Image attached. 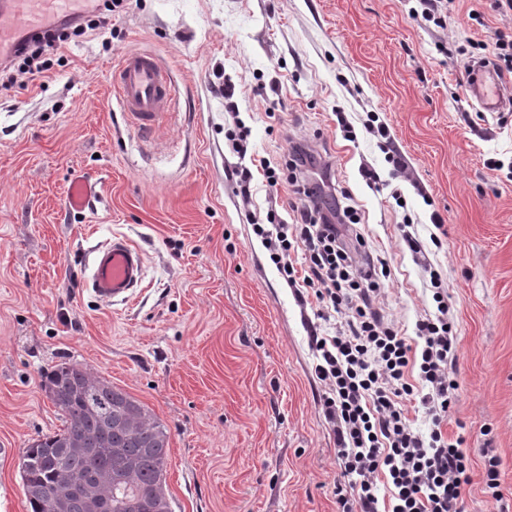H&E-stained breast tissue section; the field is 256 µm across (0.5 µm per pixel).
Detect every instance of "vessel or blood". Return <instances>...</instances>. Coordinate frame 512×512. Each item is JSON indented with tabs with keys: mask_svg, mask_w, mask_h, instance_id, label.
I'll return each instance as SVG.
<instances>
[{
	"mask_svg": "<svg viewBox=\"0 0 512 512\" xmlns=\"http://www.w3.org/2000/svg\"><path fill=\"white\" fill-rule=\"evenodd\" d=\"M84 0H0V59L19 46L20 36L43 32L49 22L77 16ZM123 108L138 132L149 135L168 111L175 93L154 55L129 53L113 75ZM468 89L482 111H501L506 89L498 72L488 65H472ZM144 277L141 252L125 238L100 247L89 268L88 285L100 299L124 301Z\"/></svg>",
	"mask_w": 512,
	"mask_h": 512,
	"instance_id": "1",
	"label": "vessel or blood"
}]
</instances>
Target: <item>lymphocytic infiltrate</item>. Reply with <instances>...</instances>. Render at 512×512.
I'll list each match as a JSON object with an SVG mask.
<instances>
[{
  "label": "lymphocytic infiltrate",
  "mask_w": 512,
  "mask_h": 512,
  "mask_svg": "<svg viewBox=\"0 0 512 512\" xmlns=\"http://www.w3.org/2000/svg\"><path fill=\"white\" fill-rule=\"evenodd\" d=\"M124 2L103 0L91 14L24 38L0 66V85L27 86L48 71L50 57L69 40L108 26ZM314 163V152L295 141L278 162L255 158L234 175L236 194L246 203L252 199L257 169L268 187H297L294 224H282L271 209L265 223H253V232L289 287L305 288L320 309L345 317L334 335L312 338L315 373L327 388L323 412L342 460L335 488L340 512H382L378 505L383 500L388 503L383 512H465L470 459L461 439L449 438L443 430L456 405V384L450 377L456 336L449 327L441 275L430 274L436 317L418 320L410 336L386 324L374 302L388 271L371 263L357 266L355 256L364 250L365 239L347 237L345 231L359 223L358 213L350 205L324 210L318 188L303 184ZM297 246L305 255L302 275L290 260ZM416 402L424 409L428 432H421L409 416Z\"/></svg>",
  "instance_id": "lymphocytic-infiltrate-1"
}]
</instances>
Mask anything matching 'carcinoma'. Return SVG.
<instances>
[{
  "instance_id": "1",
  "label": "carcinoma",
  "mask_w": 512,
  "mask_h": 512,
  "mask_svg": "<svg viewBox=\"0 0 512 512\" xmlns=\"http://www.w3.org/2000/svg\"><path fill=\"white\" fill-rule=\"evenodd\" d=\"M44 389L64 417L57 433L33 440L22 456L21 479L29 512H46L60 497L63 512H88L85 495L66 491L67 480L87 481L134 464L128 481L100 485L112 512L137 492L166 483L169 435L147 407L86 368L61 362L45 375Z\"/></svg>"
}]
</instances>
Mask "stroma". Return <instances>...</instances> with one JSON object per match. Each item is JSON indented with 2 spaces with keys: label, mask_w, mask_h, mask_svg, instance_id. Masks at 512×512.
<instances>
[{
  "label": "stroma",
  "mask_w": 512,
  "mask_h": 512,
  "mask_svg": "<svg viewBox=\"0 0 512 512\" xmlns=\"http://www.w3.org/2000/svg\"><path fill=\"white\" fill-rule=\"evenodd\" d=\"M416 4L130 0L111 26L66 46L51 79L0 91V512H28L21 457L62 427L42 375L64 361L166 427L172 512H337L340 462L311 346L312 330L333 327L251 229L250 213L271 208L292 220L290 188L255 175L247 209L225 177L240 162L225 137L238 119L249 154L278 158L298 135L331 163L365 216L368 250L391 270L385 322L413 335L436 311L424 267L441 274L457 334L446 430L471 459L466 512H512V110L479 111L467 88L481 41L512 15L493 0H451L440 28L411 19ZM134 51L153 54L176 92L147 138L112 85ZM225 83L238 116L224 110ZM371 113L413 181L366 131ZM76 177L99 189L81 211L66 205ZM406 221L424 260L402 238ZM115 236L143 252L145 274L112 303L93 295L85 268ZM487 448L501 462L499 501L485 490Z\"/></svg>",
  "instance_id": "1"
}]
</instances>
